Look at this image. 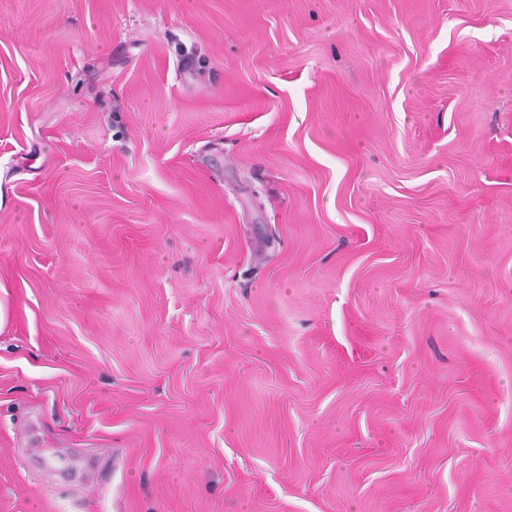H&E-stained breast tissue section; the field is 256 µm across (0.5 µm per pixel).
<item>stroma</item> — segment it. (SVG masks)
Masks as SVG:
<instances>
[{
    "label": "stroma",
    "mask_w": 512,
    "mask_h": 512,
    "mask_svg": "<svg viewBox=\"0 0 512 512\" xmlns=\"http://www.w3.org/2000/svg\"><path fill=\"white\" fill-rule=\"evenodd\" d=\"M0 512H512V0H0Z\"/></svg>",
    "instance_id": "35a3bbf8"
}]
</instances>
